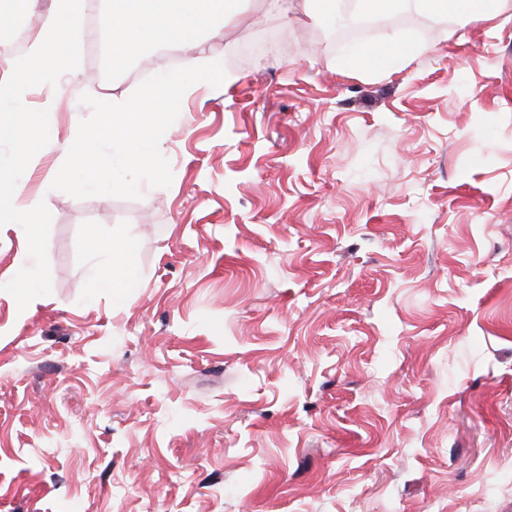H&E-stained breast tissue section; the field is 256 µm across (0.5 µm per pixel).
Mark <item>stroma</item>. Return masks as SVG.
Masks as SVG:
<instances>
[{"mask_svg": "<svg viewBox=\"0 0 512 512\" xmlns=\"http://www.w3.org/2000/svg\"><path fill=\"white\" fill-rule=\"evenodd\" d=\"M88 17L31 83L63 136L181 73ZM333 27L252 0L129 190L15 170L46 220L0 223V512H512V0ZM392 32L425 52L344 66ZM113 253L112 267L101 272L96 287L114 289L130 288L133 279L131 271L135 265L134 245L127 239H116L110 244Z\"/></svg>", "mask_w": 512, "mask_h": 512, "instance_id": "stroma-1", "label": "stroma"}]
</instances>
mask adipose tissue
Returning a JSON list of instances; mask_svg holds the SVG:
<instances>
[{"label": "adipose tissue", "instance_id": "obj_1", "mask_svg": "<svg viewBox=\"0 0 512 512\" xmlns=\"http://www.w3.org/2000/svg\"><path fill=\"white\" fill-rule=\"evenodd\" d=\"M248 0H107L99 13V23L109 37V57L113 68H121L128 58L143 54L147 46H163L186 54L188 66L183 77L164 82L171 101L189 94L193 83L210 72L213 57L206 36L227 26L246 11ZM313 10L324 17H341L345 12L370 16L415 8L441 20L490 18L498 14L501 0H309ZM81 8L79 0H53L32 36L25 56H0V140L12 141L15 153L11 164L25 166L32 146L60 147L66 171L76 174L80 184L116 189L110 178L112 159L98 149L100 140L122 145L131 168H150L153 157V131L156 114L152 110L154 92L138 101L117 99L112 103L108 125L93 131L78 129L66 140L55 131V101L46 98L32 107L27 88L32 79L54 69L61 61L62 47L77 50L80 31L74 19ZM423 48L410 40L387 36L381 46L363 47L351 52L349 64L381 69L397 58L412 59ZM14 224H39L45 214L38 200L27 199L22 188L7 183L0 175V215ZM111 268L101 272L100 288L130 287L135 250L131 241L113 240Z\"/></svg>", "mask_w": 512, "mask_h": 512}]
</instances>
